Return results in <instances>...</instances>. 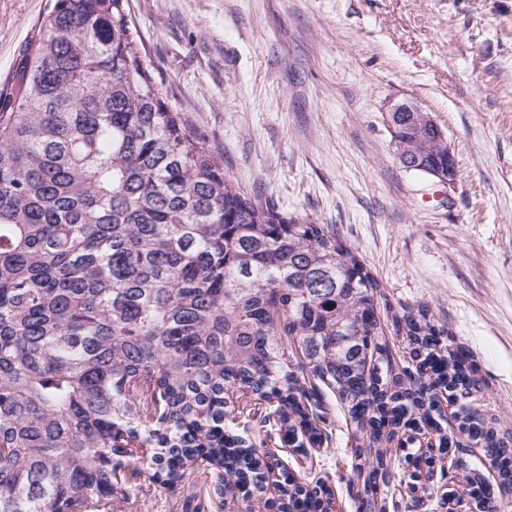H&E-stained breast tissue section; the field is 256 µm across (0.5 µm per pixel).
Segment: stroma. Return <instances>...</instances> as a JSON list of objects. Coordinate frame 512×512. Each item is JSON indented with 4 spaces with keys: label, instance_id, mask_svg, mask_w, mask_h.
<instances>
[{
    "label": "stroma",
    "instance_id": "obj_1",
    "mask_svg": "<svg viewBox=\"0 0 512 512\" xmlns=\"http://www.w3.org/2000/svg\"><path fill=\"white\" fill-rule=\"evenodd\" d=\"M54 0H0V83ZM132 32L170 103L241 191L331 226L379 286L387 316L427 310L466 348L478 413L512 438V0H129ZM413 102L445 130L457 176L443 187L397 161L386 120ZM326 436L293 452L241 396L247 438L276 474L321 486L333 512H359L353 467L364 437L323 389ZM390 455L386 512H476L407 485ZM433 463L479 476L494 512H512L480 448H434ZM127 497L86 512H276L280 495L225 490L195 462L165 483L139 476Z\"/></svg>",
    "mask_w": 512,
    "mask_h": 512
}]
</instances>
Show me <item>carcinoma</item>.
<instances>
[{
  "label": "carcinoma",
  "mask_w": 512,
  "mask_h": 512,
  "mask_svg": "<svg viewBox=\"0 0 512 512\" xmlns=\"http://www.w3.org/2000/svg\"><path fill=\"white\" fill-rule=\"evenodd\" d=\"M128 0H55L0 85V512H80L128 494L129 472L169 483L198 459L227 489L259 482L255 449L224 430L234 395L268 404L315 444L336 390L375 454L355 456L370 498L383 442L477 382L424 310L392 317L410 386L388 387L378 285L329 226L274 218L224 174L167 102L131 36ZM415 168L448 155L416 140ZM457 430L512 485V448L472 408ZM288 496L329 512L318 490Z\"/></svg>",
  "instance_id": "carcinoma-1"
}]
</instances>
